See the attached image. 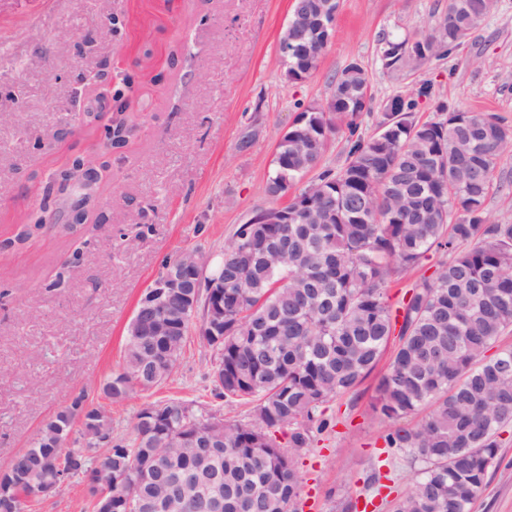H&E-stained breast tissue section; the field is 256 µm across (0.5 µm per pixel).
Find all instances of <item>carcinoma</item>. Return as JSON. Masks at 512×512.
Returning a JSON list of instances; mask_svg holds the SVG:
<instances>
[{
  "instance_id": "1",
  "label": "carcinoma",
  "mask_w": 512,
  "mask_h": 512,
  "mask_svg": "<svg viewBox=\"0 0 512 512\" xmlns=\"http://www.w3.org/2000/svg\"><path fill=\"white\" fill-rule=\"evenodd\" d=\"M489 0H448L432 32L382 39L392 71L448 54L485 19ZM302 50L286 74L301 81L316 70L329 40L303 32ZM416 101L396 95L377 132L359 134L371 111L369 79L357 62L336 78L324 106L297 114L282 135L267 193L281 198L307 174L316 177L288 202L241 225L194 300L173 293L167 309L130 322L122 368L103 384L111 402L149 390L173 372L197 315L224 306V335L200 340L216 351V396L252 404L248 423L207 417L178 400L137 414L129 435L112 433V418L81 390L41 425L29 448L0 476L49 466V441L61 426L81 424L91 444L74 449L62 482L95 488L87 477L112 476V512H298L296 453L334 426L327 404L358 388L386 351L373 416L389 423L387 456L414 468L410 489L383 497L389 512H472L498 456V431L512 426V348L488 354L512 327V224L490 220L485 202L495 187L512 128L485 112L436 102L421 122ZM346 136L345 165L321 168L333 135ZM437 257L432 275L407 292L393 316L388 289ZM422 414L413 426L400 420ZM288 428V445L277 433ZM171 428L200 432L198 447L162 443Z\"/></svg>"
}]
</instances>
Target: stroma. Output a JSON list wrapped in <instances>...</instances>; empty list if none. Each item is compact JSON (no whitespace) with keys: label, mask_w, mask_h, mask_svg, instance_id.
Returning a JSON list of instances; mask_svg holds the SVG:
<instances>
[{"label":"stroma","mask_w":512,"mask_h":512,"mask_svg":"<svg viewBox=\"0 0 512 512\" xmlns=\"http://www.w3.org/2000/svg\"><path fill=\"white\" fill-rule=\"evenodd\" d=\"M448 0H339L336 36L307 79L293 82L279 53L291 0H0V468L41 422L79 391L91 398L123 364L137 302L181 253L222 256L237 228L271 198L276 144L297 113L326 104L350 62L369 78L372 135L386 102L415 97L416 116L442 99L512 126V0L443 59L390 71L386 36L418 37ZM431 85V96L419 93ZM123 92L127 145L101 148ZM77 155L107 166L84 224L83 184L44 200L52 176ZM46 225L27 241L29 217ZM78 263H71L72 252ZM210 347L190 333L171 376L106 403L127 434L145 406L180 400L201 413L250 419V404L214 395ZM377 376L331 401L338 425L297 458L299 512H336L367 494L386 423L372 419ZM473 512H512V426L500 437Z\"/></svg>","instance_id":"stroma-1"}]
</instances>
